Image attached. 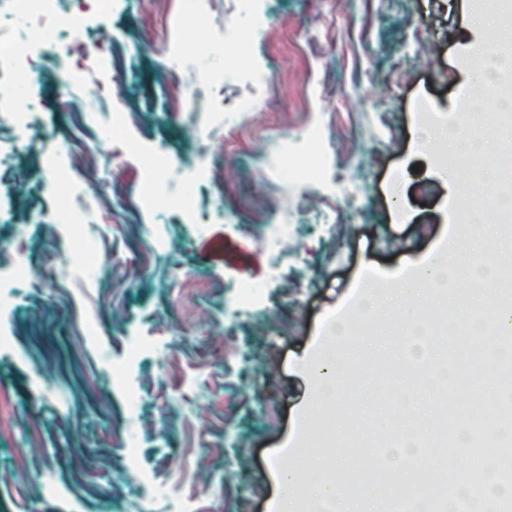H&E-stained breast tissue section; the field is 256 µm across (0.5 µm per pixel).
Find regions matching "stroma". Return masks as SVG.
I'll return each instance as SVG.
<instances>
[{
	"instance_id": "obj_1",
	"label": "stroma",
	"mask_w": 512,
	"mask_h": 512,
	"mask_svg": "<svg viewBox=\"0 0 512 512\" xmlns=\"http://www.w3.org/2000/svg\"><path fill=\"white\" fill-rule=\"evenodd\" d=\"M461 3L254 0L263 39L239 27L240 0H109L103 13L81 0L70 67L104 98L71 100L47 57L28 90L0 83V512H166L182 494L202 512H268L269 467L288 464L301 419L310 486L337 469L357 484L361 457L385 459L331 446L336 424L373 432L409 397L416 432L437 424L432 381L404 378L394 311L353 313L460 215L480 228L475 263L498 229L416 145L461 114L479 129L497 113L496 88L470 90L495 42L467 29ZM254 70L265 103L232 129ZM181 84L205 88L199 111L176 112ZM282 144L296 186L257 190L254 156ZM256 208L292 225L281 250L247 231ZM245 284L257 304L241 302ZM335 315L351 318L344 336L325 333ZM320 352L350 366L337 397L311 392Z\"/></svg>"
}]
</instances>
